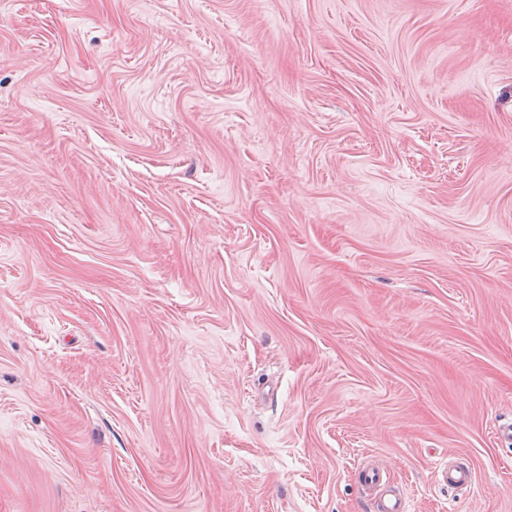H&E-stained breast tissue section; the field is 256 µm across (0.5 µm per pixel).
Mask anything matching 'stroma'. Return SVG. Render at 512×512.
I'll return each instance as SVG.
<instances>
[{
  "label": "stroma",
  "mask_w": 512,
  "mask_h": 512,
  "mask_svg": "<svg viewBox=\"0 0 512 512\" xmlns=\"http://www.w3.org/2000/svg\"><path fill=\"white\" fill-rule=\"evenodd\" d=\"M510 421L512 0H0V512H512ZM474 471L468 463L453 462L440 467L437 480L453 489H469L474 483ZM358 482L364 491L378 490L380 493L375 506L376 512H409L407 497L404 493L386 489L380 468L367 465L358 473Z\"/></svg>",
  "instance_id": "1"
}]
</instances>
